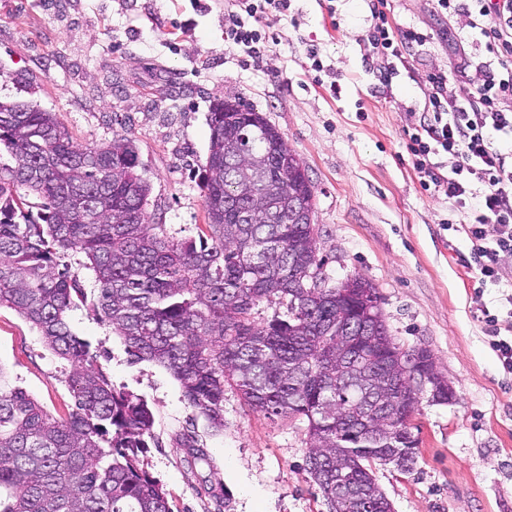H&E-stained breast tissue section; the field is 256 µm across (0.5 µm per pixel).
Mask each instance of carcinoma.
I'll return each instance as SVG.
<instances>
[{"label":"carcinoma","mask_w":512,"mask_h":512,"mask_svg":"<svg viewBox=\"0 0 512 512\" xmlns=\"http://www.w3.org/2000/svg\"><path fill=\"white\" fill-rule=\"evenodd\" d=\"M239 125L251 130L245 158L270 160L260 190L276 194L279 212L266 224L239 223L224 170V143ZM209 127L207 237L175 242L149 223L150 183L132 141L82 147L54 113L0 99V307L69 364L75 406L55 417L0 368V512H172L139 457L153 427L147 402L112 386L70 323L87 302L63 262L70 252L87 259L92 305L130 362L165 368L209 427L224 429L227 386L255 411L302 419L306 471L327 512H392L371 466L414 464L407 416L420 387L403 380V365H431L433 354L397 344L368 279L330 287L319 277L308 287L322 265L318 233L288 204L314 199V183L282 133L255 109L226 112L222 101ZM264 300L284 314L256 320Z\"/></svg>","instance_id":"1"}]
</instances>
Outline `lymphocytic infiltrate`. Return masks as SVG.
<instances>
[{"label":"lymphocytic infiltrate","instance_id":"f902f5d3","mask_svg":"<svg viewBox=\"0 0 512 512\" xmlns=\"http://www.w3.org/2000/svg\"><path fill=\"white\" fill-rule=\"evenodd\" d=\"M441 11L470 19L471 34L482 43L486 61L460 65L457 93L448 91V75L436 67L422 111L406 131V151L423 189L448 199L462 217L458 232L468 244L467 265L481 285L512 280L505 264L512 257V0H437ZM290 0H224V42L262 61L266 38L262 23L286 15ZM390 0H374L368 34L372 57L384 83L399 75L406 52L425 45L430 35L392 27ZM454 163L444 168L440 157Z\"/></svg>","mask_w":512,"mask_h":512}]
</instances>
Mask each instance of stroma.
Wrapping results in <instances>:
<instances>
[{
	"label": "stroma",
	"mask_w": 512,
	"mask_h": 512,
	"mask_svg": "<svg viewBox=\"0 0 512 512\" xmlns=\"http://www.w3.org/2000/svg\"><path fill=\"white\" fill-rule=\"evenodd\" d=\"M0 0V98L55 113L80 145L133 141L151 184L146 211L167 236L205 228L199 187L214 101L250 103L283 135L315 183L314 222L329 285L359 274L381 297L388 330L406 349H429L454 391L418 394L410 473L376 463L393 512H512V373H505L476 315L501 289L480 287L463 266L468 247L447 199L421 189L405 149L433 67L480 62L468 19L436 0H393L391 19L427 31L391 87L373 70L366 41L372 0H291L265 28L262 63L224 45V0ZM316 51L335 87L315 84ZM72 324L98 353L115 388L133 391L154 416L142 458L173 512H326L305 470L306 424L250 410L224 391L216 432L185 404L178 382L148 361L130 363L111 326L89 308ZM0 366L47 411L68 415L69 368L38 331L0 308ZM193 437L207 453L194 460Z\"/></svg>",
	"instance_id": "1"
}]
</instances>
